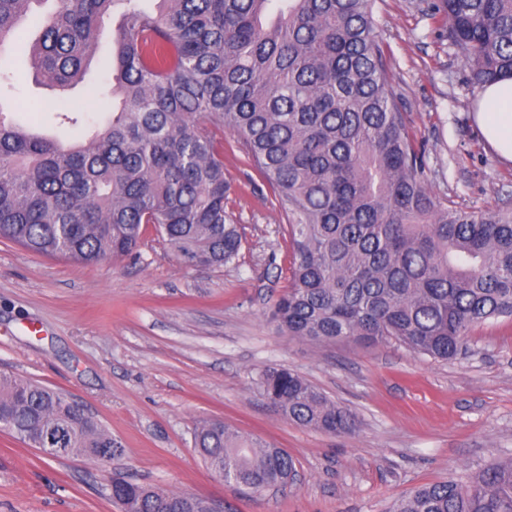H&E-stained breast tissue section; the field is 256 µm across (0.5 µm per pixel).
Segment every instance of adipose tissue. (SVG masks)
I'll return each instance as SVG.
<instances>
[{
    "instance_id": "ef3b65f1",
    "label": "adipose tissue",
    "mask_w": 512,
    "mask_h": 512,
    "mask_svg": "<svg viewBox=\"0 0 512 512\" xmlns=\"http://www.w3.org/2000/svg\"><path fill=\"white\" fill-rule=\"evenodd\" d=\"M475 120L500 158L512 163V79L483 85Z\"/></svg>"
}]
</instances>
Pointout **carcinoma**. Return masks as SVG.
I'll return each mask as SVG.
<instances>
[{"label":"carcinoma","mask_w":512,"mask_h":512,"mask_svg":"<svg viewBox=\"0 0 512 512\" xmlns=\"http://www.w3.org/2000/svg\"><path fill=\"white\" fill-rule=\"evenodd\" d=\"M116 109L82 142L22 127L0 107V240L95 266L133 253L152 224L187 265L242 248L226 210L214 129L242 143L288 218L291 284L273 318L316 342L395 340L450 360L477 325L512 319V210L448 207L390 89L372 0H0V52L31 20L32 72L61 92L81 83L117 3ZM448 40L475 83L512 78V0H439ZM258 390L289 421L338 434L357 420L290 369ZM0 429L33 448L103 463L112 432L58 391L0 374ZM208 469L253 494L295 475L282 448L220 420L194 432ZM123 512H211L205 498L114 478ZM392 512H512V458L455 472Z\"/></svg>","instance_id":"obj_1"}]
</instances>
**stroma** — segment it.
Wrapping results in <instances>:
<instances>
[{"instance_id":"1","label":"stroma","mask_w":512,"mask_h":512,"mask_svg":"<svg viewBox=\"0 0 512 512\" xmlns=\"http://www.w3.org/2000/svg\"><path fill=\"white\" fill-rule=\"evenodd\" d=\"M435 0H374L387 79L406 127L425 148L440 200L482 212L512 208V164L485 142L480 87L448 40ZM105 21L85 82L57 97L35 80L21 40L0 58V104L62 141L110 115L103 90L115 52ZM82 113L59 124V107ZM230 185L226 207L243 247L221 267L181 262L146 227L136 254L95 266L0 242V373L66 393L111 431L122 454L102 466L56 459L0 431V512H121L115 477L223 503L224 512H388L415 487L512 457V320L472 329L465 355H416L397 342L319 343L271 318L289 286L287 217L236 137L217 130ZM268 366L295 371L358 428L330 434L289 422L259 396ZM218 418L284 448L296 476L258 496L206 469L194 431Z\"/></svg>"}]
</instances>
